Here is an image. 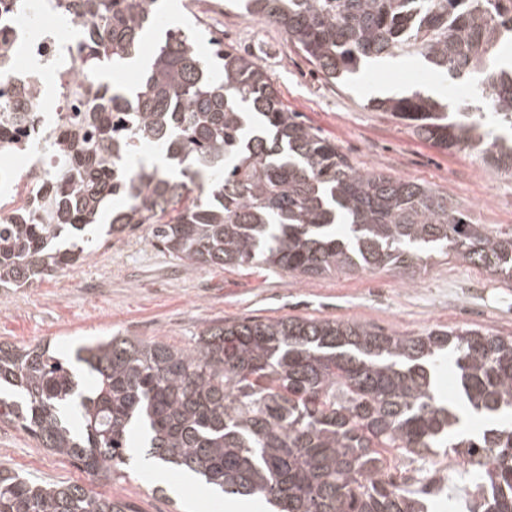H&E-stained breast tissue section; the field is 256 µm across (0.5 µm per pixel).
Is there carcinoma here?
I'll return each instance as SVG.
<instances>
[{"label": "carcinoma", "mask_w": 512, "mask_h": 512, "mask_svg": "<svg viewBox=\"0 0 512 512\" xmlns=\"http://www.w3.org/2000/svg\"><path fill=\"white\" fill-rule=\"evenodd\" d=\"M92 19L89 54L120 66L161 26L159 0H66ZM280 26L331 80L365 59L420 55L442 75L476 81L512 129V0H246ZM223 73H209L195 36L167 30L131 90L112 87L66 137L50 224L25 210L0 223V288L75 266L107 202L114 233L148 225L188 264L261 262L298 277L409 269L452 255L512 280V229L471 224L448 197L411 179L364 171L288 110L262 67L211 39ZM416 134L470 149L512 175V140H488L482 117L420 92L372 101ZM166 167L120 168L141 147ZM467 405L497 423L455 431L456 407L434 373L448 355ZM77 372L47 345L0 343V422L93 474L123 479L134 459H159L274 512H431L443 484L383 477L392 458L420 471L453 452L473 478L468 512H512V336L433 328L418 336L330 318L214 322L190 348L112 336L74 350ZM0 512H130L78 484L31 481L0 465Z\"/></svg>", "instance_id": "carcinoma-1"}]
</instances>
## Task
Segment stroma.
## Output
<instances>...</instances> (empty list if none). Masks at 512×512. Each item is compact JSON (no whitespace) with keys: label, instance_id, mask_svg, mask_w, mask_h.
<instances>
[{"label":"stroma","instance_id":"obj_1","mask_svg":"<svg viewBox=\"0 0 512 512\" xmlns=\"http://www.w3.org/2000/svg\"><path fill=\"white\" fill-rule=\"evenodd\" d=\"M164 26L200 27L251 55L289 111L318 130L358 168L416 180L447 196L468 222L512 228V175L473 153L441 149L415 134L375 99L415 90L467 106L470 87L441 76L418 57H387L327 80L277 25L244 16L235 0H167ZM331 318L419 335L469 325L512 335V281L454 257H435L416 272H338L303 278L258 263L214 268L164 253L141 227L102 236L84 260L22 288H0V342L48 343L64 358L78 344L107 336L191 346L209 323L243 318ZM0 463L31 479L75 482L133 506L135 512H214L194 484L157 493L151 470L124 479L88 473L0 423Z\"/></svg>","mask_w":512,"mask_h":512}]
</instances>
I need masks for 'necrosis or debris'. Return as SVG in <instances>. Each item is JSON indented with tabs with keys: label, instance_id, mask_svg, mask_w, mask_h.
Segmentation results:
<instances>
[{
	"label": "necrosis or debris",
	"instance_id": "necrosis-or-debris-1",
	"mask_svg": "<svg viewBox=\"0 0 512 512\" xmlns=\"http://www.w3.org/2000/svg\"><path fill=\"white\" fill-rule=\"evenodd\" d=\"M59 2L0 0V184L12 198L0 205L4 224L38 207L47 175L61 166L64 133L98 96V75L81 67L88 21L65 17Z\"/></svg>",
	"mask_w": 512,
	"mask_h": 512
}]
</instances>
